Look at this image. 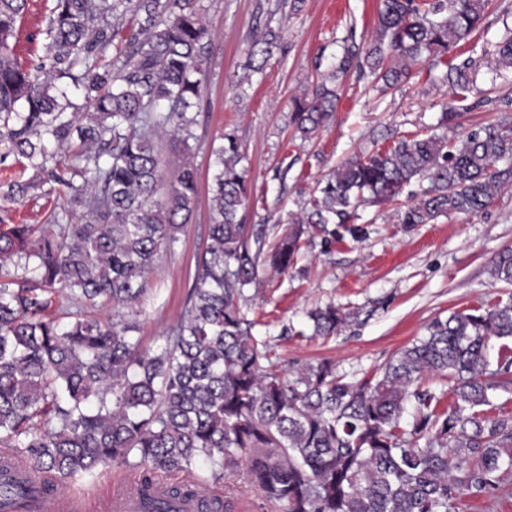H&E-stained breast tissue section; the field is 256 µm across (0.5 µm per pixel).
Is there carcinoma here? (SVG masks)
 I'll return each mask as SVG.
<instances>
[{
	"label": "carcinoma",
	"instance_id": "1",
	"mask_svg": "<svg viewBox=\"0 0 512 512\" xmlns=\"http://www.w3.org/2000/svg\"><path fill=\"white\" fill-rule=\"evenodd\" d=\"M51 2L46 56L30 68L16 55L28 0H0V161L25 160L34 170L9 184L7 197L62 186L82 213L55 229H0V447L59 486L136 457L151 471L189 477L166 487L172 499L196 494L199 462L221 471L244 462L252 483L286 512H458L464 494L498 498L512 477V416L494 403L512 391V301L433 321L361 381L345 380L329 360L286 375L264 368L242 301L261 271L293 264L304 224H347L358 207L403 194L405 224L485 209L512 189V124L490 122L452 139L401 137L340 163L273 245L264 227L244 221L245 156L235 136L220 134L208 242L180 319L151 352L133 336L136 322L86 308L138 303L160 252L193 216L199 169L184 162L164 189L155 137L168 132L190 150L211 31L197 0ZM487 8L489 0H380L371 45L295 101L297 130L312 136L325 126L336 99L328 83L351 69L387 90L416 66L438 67L481 27ZM128 12L137 27L113 69L102 71ZM275 42L271 33L254 40L251 70ZM471 69L464 59L443 75L461 101L473 88ZM495 70L512 72V28L497 43ZM64 78L83 89L91 111H67ZM421 180L428 186L410 190ZM488 273L512 285V249ZM65 299L83 310L62 327L55 311ZM348 318L332 305L309 314L316 336L335 334ZM429 375L448 378L449 410L437 411L440 398L423 386ZM54 492L43 481L12 495Z\"/></svg>",
	"mask_w": 512,
	"mask_h": 512
}]
</instances>
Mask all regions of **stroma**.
Returning a JSON list of instances; mask_svg holds the SVG:
<instances>
[{
  "label": "stroma",
  "mask_w": 512,
  "mask_h": 512,
  "mask_svg": "<svg viewBox=\"0 0 512 512\" xmlns=\"http://www.w3.org/2000/svg\"><path fill=\"white\" fill-rule=\"evenodd\" d=\"M48 2L31 0L19 25L24 65L45 55ZM197 6L211 26L212 49L208 95L189 142L200 173L195 213L177 242L159 256L150 287L134 311L109 303L95 310L115 320L133 316L143 347L156 351L179 319L196 257L207 243L212 222L208 168L217 135L235 134L242 144L250 184L248 223L266 225L277 236L302 215L318 183L338 164L387 145L389 136L426 132L453 101L448 86L426 69L385 92L372 77L352 72L336 84V110L326 126L313 137H302L291 122L295 99L345 53L366 47L376 30L379 0H197ZM508 24L512 16L489 11L482 31L460 48L479 69L461 119L464 128L501 119L499 101L512 100V81L493 84L487 79L495 45ZM267 30L277 34V45L262 71H250L252 39ZM31 176L14 159L0 163V221L75 223L79 212L69 193L35 190L21 201L3 198L10 181ZM300 245L288 271L261 275L245 291L253 333L265 342L269 364L285 373L328 359L348 378L361 380L426 335L435 319L512 299V286L488 274L495 255L512 248V191L481 212L451 214L427 224L403 223L393 203L366 205L347 224L305 225ZM326 305L350 312L351 318L335 335H313L308 314ZM145 473L134 460L105 465L69 482L65 491L84 504V512H108L111 491L136 489ZM202 476L211 490L233 501L235 512H281L251 483L245 466L222 473L206 470Z\"/></svg>",
  "instance_id": "obj_1"
}]
</instances>
